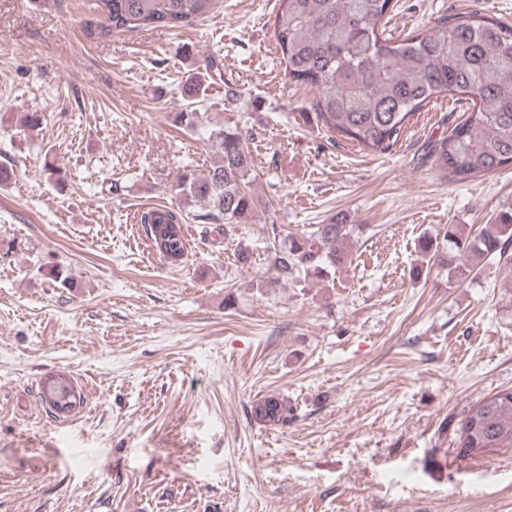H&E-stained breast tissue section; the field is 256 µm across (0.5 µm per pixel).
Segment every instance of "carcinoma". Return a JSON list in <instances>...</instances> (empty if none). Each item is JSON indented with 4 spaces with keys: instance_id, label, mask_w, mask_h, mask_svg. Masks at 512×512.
<instances>
[{
    "instance_id": "cac0c4a2",
    "label": "carcinoma",
    "mask_w": 512,
    "mask_h": 512,
    "mask_svg": "<svg viewBox=\"0 0 512 512\" xmlns=\"http://www.w3.org/2000/svg\"><path fill=\"white\" fill-rule=\"evenodd\" d=\"M273 22L284 75L316 91L312 117L330 143L346 140L363 151L384 152L403 135L411 118L441 97L465 96V119L432 147L443 177L464 181L512 166V23L471 11L442 18L400 39L387 30L392 0H277ZM213 0H96L103 20L84 21V35L177 28L211 10ZM220 161L183 174L175 193L206 211L210 224H238L269 202L251 184L255 167L238 126L210 131ZM182 216L168 207L142 212L155 250L183 261L187 238ZM347 224H316L303 237L273 249L271 262L284 278L323 272L350 262ZM444 237L456 251L455 269L466 274L491 258L512 262V210L503 209L473 231L448 225ZM293 407L267 397L253 406V419L283 426ZM458 455L475 457L512 448V388L471 405L453 428Z\"/></svg>"
}]
</instances>
